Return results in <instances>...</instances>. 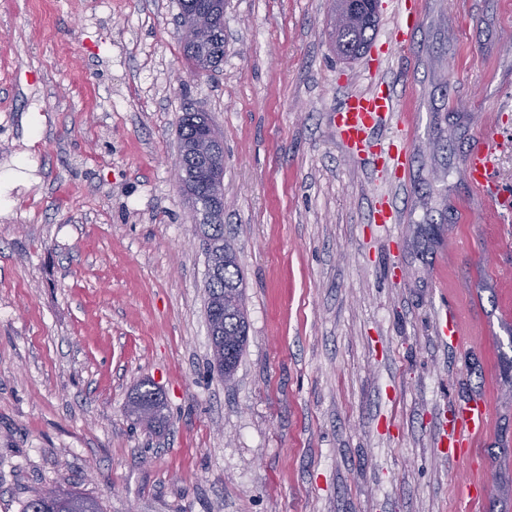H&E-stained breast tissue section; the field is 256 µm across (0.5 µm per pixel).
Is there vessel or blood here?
<instances>
[{
  "instance_id": "obj_1",
  "label": "vessel or blood",
  "mask_w": 512,
  "mask_h": 512,
  "mask_svg": "<svg viewBox=\"0 0 512 512\" xmlns=\"http://www.w3.org/2000/svg\"><path fill=\"white\" fill-rule=\"evenodd\" d=\"M418 0H402L395 28L396 42H404L417 18ZM395 95L392 91H375L350 95L338 112L339 129L343 137L358 151H365L370 132L385 123L394 112ZM466 175L477 193H485L492 178L491 149L486 141H478L466 160ZM487 407L474 404L463 407L455 427L456 444L476 447L485 431Z\"/></svg>"
}]
</instances>
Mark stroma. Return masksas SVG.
<instances>
[{
    "label": "stroma",
    "mask_w": 512,
    "mask_h": 512,
    "mask_svg": "<svg viewBox=\"0 0 512 512\" xmlns=\"http://www.w3.org/2000/svg\"><path fill=\"white\" fill-rule=\"evenodd\" d=\"M331 8L227 0L224 60L194 76L177 0H0V512L54 486L103 512H464L475 466L474 512H512V0H422L402 47L380 0L351 60ZM384 82L398 109L365 160L333 117ZM187 112L224 140L249 322L228 384L171 175ZM144 381L157 432L128 413ZM473 399L484 435L448 458L442 421ZM376 19L377 17L366 20L358 27L344 28L341 30H336V28L333 27L331 34L337 53L343 56L362 54L373 38ZM369 32H371V34ZM466 175L470 186L480 195H484L492 178V160L489 144L480 140L469 153L466 160ZM153 387L149 383L143 382L141 386L136 389L134 396L131 398L129 403L130 413L133 414L134 409H139L144 405H156L159 408L155 411L153 418L145 425L149 428L160 427L164 422V401L159 402L155 397ZM160 404V405H159ZM483 487V477L477 472L473 479L469 477L460 482V486L457 489V496L460 500H463L465 504L473 505L480 500Z\"/></svg>",
    "instance_id": "35a3bbf8"
}]
</instances>
